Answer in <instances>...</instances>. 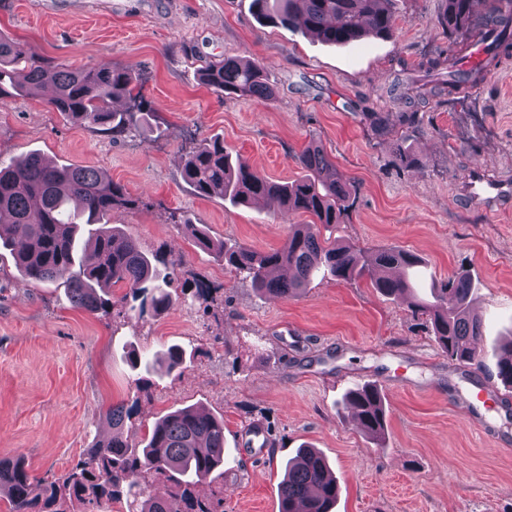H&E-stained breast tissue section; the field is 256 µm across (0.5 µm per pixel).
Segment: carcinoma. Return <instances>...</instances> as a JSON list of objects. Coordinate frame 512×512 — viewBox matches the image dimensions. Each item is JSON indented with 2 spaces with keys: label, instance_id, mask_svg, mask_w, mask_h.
<instances>
[{
  "label": "carcinoma",
  "instance_id": "1",
  "mask_svg": "<svg viewBox=\"0 0 512 512\" xmlns=\"http://www.w3.org/2000/svg\"><path fill=\"white\" fill-rule=\"evenodd\" d=\"M394 0H252L257 17L269 24L301 29L329 45H345L364 36L388 37L396 15ZM474 0H445L441 24L448 33L495 39L486 66L467 78L441 81L431 91L452 94L465 83H477L512 54V0H499L485 22L473 23ZM54 87L47 100L51 110L67 119L99 126L122 136L145 111L136 78L109 65L70 68L59 65L52 74L31 48L0 35V102L18 92L39 93L45 81ZM203 85L238 98L273 99L260 63L226 57L200 71ZM125 99L132 106L112 109ZM371 130L387 137L394 132L387 112L367 113ZM304 175L288 184L262 174L247 160L231 159L224 140L214 138L195 148L182 170L183 180L202 197L220 195L235 204L254 205L275 199L290 212L312 217L294 226L284 244L269 251L213 241L206 228L186 223L197 244L224 259V267L250 281L263 294L293 297L322 273L341 281L369 276L386 297L410 295L413 314L429 320L448 360L481 365L476 344L482 318L473 309L476 285L470 271L460 267L430 297L415 292L412 269L419 260L389 248L368 257L362 250L321 238L320 228L340 223L356 194L355 182L341 174L326 151L311 144L298 155ZM124 186L89 166L58 165L38 153L8 164L0 160V252L14 258L22 277L35 282H61L72 307L107 316L118 304L139 301L138 313L159 315L178 303L168 291L170 278L157 265L175 269L178 260L164 254L148 256L122 231L110 224L112 209L133 206ZM127 292L116 299L111 289ZM496 375L512 389V339L502 347ZM344 402L363 432L381 443L387 409L374 384L346 394ZM106 417L112 436L85 449L67 473L38 480L19 459H0V493L10 512H65L72 500L87 512L121 497L137 504L135 512H213L196 494L199 482L224 466V419L193 407L177 408L153 427L139 449L124 436L130 413L124 404L110 406ZM155 474L173 482L165 496L145 494L143 481ZM338 495L336 477L325 456L302 447L285 463L279 485V512H332Z\"/></svg>",
  "mask_w": 512,
  "mask_h": 512
}]
</instances>
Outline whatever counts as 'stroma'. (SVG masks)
<instances>
[{"instance_id": "1", "label": "stroma", "mask_w": 512, "mask_h": 512, "mask_svg": "<svg viewBox=\"0 0 512 512\" xmlns=\"http://www.w3.org/2000/svg\"><path fill=\"white\" fill-rule=\"evenodd\" d=\"M444 7L396 0L391 36L336 47L261 22L251 0H0V35L27 43L46 68H126L152 105L115 139L54 112L46 94L13 97L0 103V159L37 151L103 171L136 201L113 209V224L142 251L179 259L172 290L212 289L159 316L101 317L1 258L0 458L23 456L32 476L52 480L108 433L110 405L129 409L134 443L170 411L195 406L224 419V468L197 487L214 512H278L282 466L306 444L338 479L333 512H512V391L495 377L496 348L512 337V210L494 215L459 195L476 168L512 181V59L476 91L427 94L410 107L386 92L396 73L419 77V63L468 43L441 27ZM227 56L258 61L273 100L202 85L201 68ZM408 107L414 123L373 135L367 113ZM216 136L288 182L301 174L299 153L322 145L358 185L331 236L369 255L393 246L417 255L421 294L470 269L485 323L481 367L448 361L407 301L381 296L369 278L319 276L302 296H263L199 247L187 223L264 251L310 221L275 203L198 196L181 167ZM403 147L421 164H403ZM173 344L186 356L172 374L132 367V352L154 360ZM365 382L388 407L380 445L342 404ZM468 397L466 417L457 404ZM255 425L268 434L266 452L241 457L238 438Z\"/></svg>"}]
</instances>
